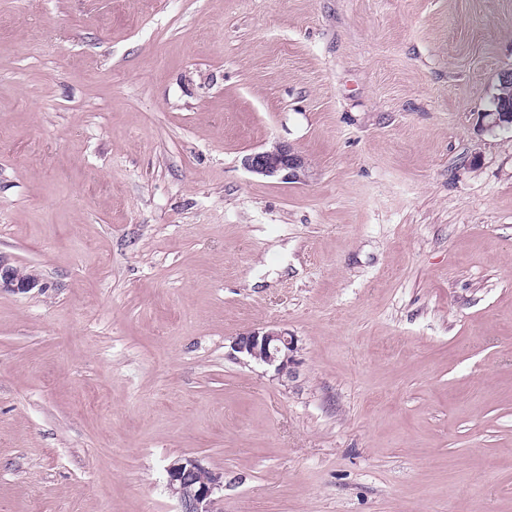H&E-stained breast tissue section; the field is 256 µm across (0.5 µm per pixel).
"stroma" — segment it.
<instances>
[{"label": "stroma", "instance_id": "1", "mask_svg": "<svg viewBox=\"0 0 512 512\" xmlns=\"http://www.w3.org/2000/svg\"><path fill=\"white\" fill-rule=\"evenodd\" d=\"M508 69L512 0H0V512H512ZM243 164L252 173L265 177H281L295 183H308L309 164L292 145L276 142L270 148L245 156ZM39 283L40 278L33 270H22L20 267L5 263L0 258V292L4 290L27 293L36 288ZM230 349L232 358L265 367L281 383L293 378L299 360L296 336H288V330L278 325L242 333L231 342ZM167 489L179 512H214L217 494L224 491L223 472L207 470L195 457L172 461L167 469Z\"/></svg>", "mask_w": 512, "mask_h": 512}]
</instances>
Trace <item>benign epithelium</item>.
Instances as JSON below:
<instances>
[{
  "label": "benign epithelium",
  "mask_w": 512,
  "mask_h": 512,
  "mask_svg": "<svg viewBox=\"0 0 512 512\" xmlns=\"http://www.w3.org/2000/svg\"><path fill=\"white\" fill-rule=\"evenodd\" d=\"M243 164L252 173L295 183L305 184L311 177L303 155L284 142L245 156ZM39 283L40 278L33 271L10 265L0 258V291L27 293ZM230 349L232 358L261 365L282 383L293 377V369L298 364L297 338L277 325L240 334L231 342ZM166 472L167 489L177 501L179 512H215L217 494L224 490V473L206 469L194 457L172 461Z\"/></svg>",
  "instance_id": "1"
}]
</instances>
